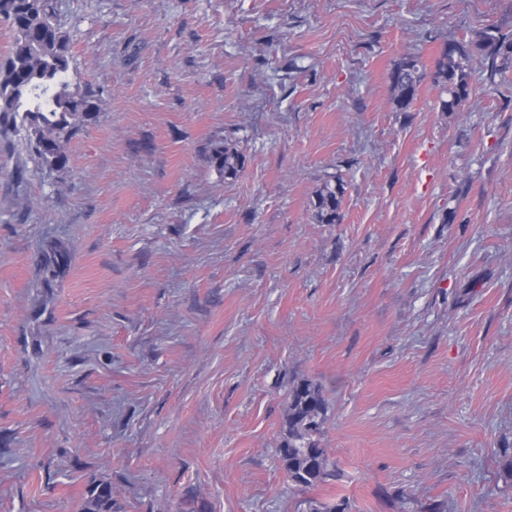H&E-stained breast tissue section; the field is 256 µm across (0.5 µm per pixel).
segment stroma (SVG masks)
<instances>
[{
    "mask_svg": "<svg viewBox=\"0 0 512 512\" xmlns=\"http://www.w3.org/2000/svg\"><path fill=\"white\" fill-rule=\"evenodd\" d=\"M98 121L43 167L0 132V512H512V68L462 111L406 54L512 0H57ZM244 157L236 180L214 148ZM342 179L343 218L316 190ZM52 244L67 252L53 270ZM321 384L342 473L277 455ZM425 70L426 65L416 54H407L394 65L390 73L389 102L395 112H406L411 108ZM344 191L342 181L336 177L326 180L316 191L313 207L320 224H337L341 221L340 209ZM78 508L77 512H112V486L101 480H93Z\"/></svg>",
    "mask_w": 512,
    "mask_h": 512,
    "instance_id": "35a3bbf8",
    "label": "stroma"
}]
</instances>
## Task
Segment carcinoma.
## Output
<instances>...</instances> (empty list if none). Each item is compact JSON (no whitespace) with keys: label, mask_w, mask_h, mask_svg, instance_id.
Returning <instances> with one entry per match:
<instances>
[{"label":"carcinoma","mask_w":512,"mask_h":512,"mask_svg":"<svg viewBox=\"0 0 512 512\" xmlns=\"http://www.w3.org/2000/svg\"><path fill=\"white\" fill-rule=\"evenodd\" d=\"M0 21L12 33L8 57L0 65V126L33 143L43 166L62 170L67 165L62 142L96 122L99 101L88 92L69 91L70 38L56 21L55 0H0ZM477 56L489 62L490 72L501 71L498 61L512 60V38L487 27L475 32L467 44H456L434 60L432 79L441 90L440 111L458 112L469 99L471 63ZM425 70L416 54H407L394 65L390 73L394 111L411 108ZM212 160L226 180L236 179L244 165L243 155L229 147L216 148ZM344 191L342 181L334 177L316 191L313 207L319 223L341 221ZM325 410L322 385L302 382L293 387L277 452L290 481L302 489L337 478L321 441ZM78 508L79 512H112V486L92 481Z\"/></svg>","instance_id":"cac0c4a2"}]
</instances>
